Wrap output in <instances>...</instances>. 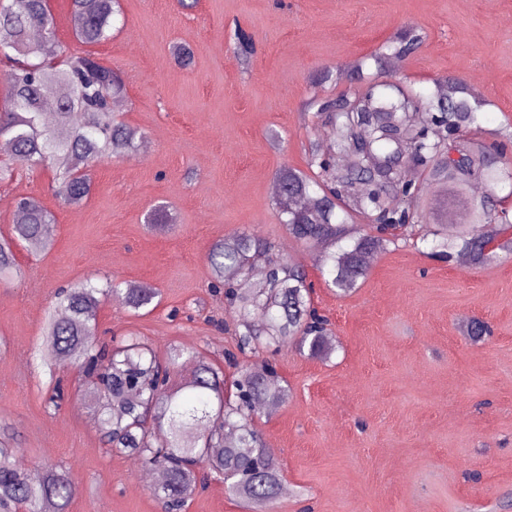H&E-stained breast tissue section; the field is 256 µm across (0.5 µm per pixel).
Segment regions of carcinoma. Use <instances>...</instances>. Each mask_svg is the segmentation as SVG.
Segmentation results:
<instances>
[{"label": "carcinoma", "instance_id": "carcinoma-1", "mask_svg": "<svg viewBox=\"0 0 512 512\" xmlns=\"http://www.w3.org/2000/svg\"><path fill=\"white\" fill-rule=\"evenodd\" d=\"M77 19L75 37L86 47L73 52L57 37L49 0H0V60L6 93L0 99V139L24 159L31 171L50 169L52 191L69 207L87 201L94 165L141 148L145 136L113 111L124 82L90 48L112 38L120 0H70ZM420 44L412 29L398 32L386 50L370 56L372 67L386 70L391 57L407 56ZM355 66L353 89L319 105L331 126L329 146L317 141L306 156L307 170L283 167L276 182L275 206L294 241L321 250L316 265L325 284L340 296L360 288L369 258L412 239L421 188L404 184L408 164L422 170L425 183L456 194L475 181L486 195L463 216L446 218L425 230L431 255L451 261L465 255L474 265L512 254V159L499 145L482 146L458 139L461 132L481 133L483 96L458 77L435 80L423 95L392 81L364 74ZM368 181L365 193L359 181ZM173 220L164 205L146 214L148 224ZM56 217L33 197L16 205L9 237L0 236V283L21 275L18 248L49 250ZM207 263L224 287L225 307L235 314L236 350L224 361L238 366L241 356L260 349L278 350L293 342L313 357L335 350L329 320L313 304L305 267L275 253V245L249 231H235L214 242ZM262 278L253 279L256 265ZM150 287L123 288L107 279L83 280L55 292L44 328L54 356L42 361L53 371L67 360L80 363L98 405L101 433L116 453H132L165 475L150 489L163 512H185L206 466L228 482V493L253 512H271L281 487L279 464L261 449L254 425L260 400L279 405L288 398L278 372L265 361L226 378L223 370L198 359L192 378L175 383L172 372L194 351L172 347L160 361L141 338L91 341L94 311L108 298L138 312L152 305ZM79 489L69 471L44 467L29 471L15 450L0 442V512H43L50 502L65 512Z\"/></svg>", "mask_w": 512, "mask_h": 512}]
</instances>
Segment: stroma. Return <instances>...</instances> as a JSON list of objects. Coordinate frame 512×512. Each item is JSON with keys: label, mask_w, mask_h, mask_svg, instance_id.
Wrapping results in <instances>:
<instances>
[{"label": "stroma", "mask_w": 512, "mask_h": 512, "mask_svg": "<svg viewBox=\"0 0 512 512\" xmlns=\"http://www.w3.org/2000/svg\"><path fill=\"white\" fill-rule=\"evenodd\" d=\"M124 20L94 53L122 75L114 109L144 133L146 149L93 170L81 206L62 205L52 174L13 163L0 181V236L13 201L31 196L57 220L51 250L21 249V277L0 284V426L26 468L61 466L80 488L70 512H162L133 488L140 460L100 439L97 412L72 363L59 369L64 399L47 408L44 316L57 288L111 276L157 289L143 315L106 300L95 339L134 333L157 354L172 346L223 364L234 316L211 288V245L248 230L303 264L336 352L320 360L286 344L274 353L290 394L256 424L282 468L275 512H512V255L483 266L433 258L426 244L374 255L348 296L326 288L316 249L289 238L274 209L279 168L304 167L329 129L307 103L348 90L354 63L397 32L416 29L417 52L388 80L430 93L454 75L487 101L483 125L512 126V0H121ZM249 31V64L234 33ZM189 47L191 67L173 45ZM340 83H313L322 71ZM167 204L174 223L145 224ZM486 321L473 343L466 328ZM186 512H248L209 479Z\"/></svg>", "instance_id": "35a3bbf8"}]
</instances>
